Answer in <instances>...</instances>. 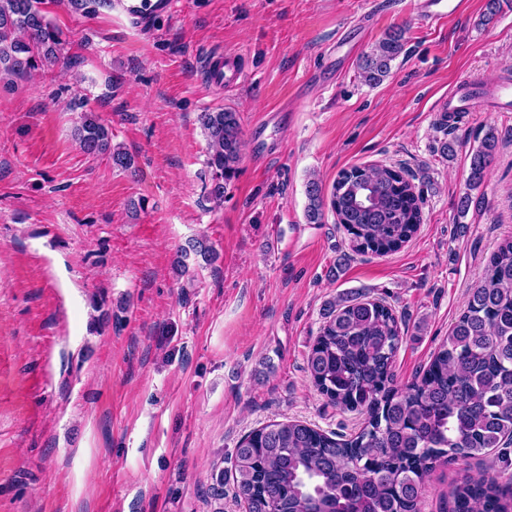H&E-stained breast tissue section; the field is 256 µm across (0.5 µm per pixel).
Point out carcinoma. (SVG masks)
Here are the masks:
<instances>
[{
  "label": "carcinoma",
  "mask_w": 512,
  "mask_h": 512,
  "mask_svg": "<svg viewBox=\"0 0 512 512\" xmlns=\"http://www.w3.org/2000/svg\"><path fill=\"white\" fill-rule=\"evenodd\" d=\"M43 0H0V74L27 73L56 62L60 32L42 10ZM73 11L94 15L112 0H69ZM404 49L394 31L360 63V77L376 85ZM207 140L206 199L217 205L238 173L241 153L237 113L203 112ZM80 149L105 155L122 170L134 158L111 145L99 115L85 112L77 128ZM498 137L488 131L471 156L469 189L477 188L496 154ZM309 224L325 210L349 235L355 254L396 251L418 232L422 196L405 170L353 166L341 171L329 197L308 181ZM210 265L217 251L193 239L172 265L188 260ZM401 341L393 309L378 299L341 296L329 302L306 369L329 404L365 416L358 432L326 433L299 420L272 421L243 436L234 449L236 496L249 512H419L425 479L458 457L479 458L512 439V236L489 256L481 281L429 367L403 390L392 366ZM453 512H512V475L506 481L478 471L452 485Z\"/></svg>",
  "instance_id": "carcinoma-1"
}]
</instances>
